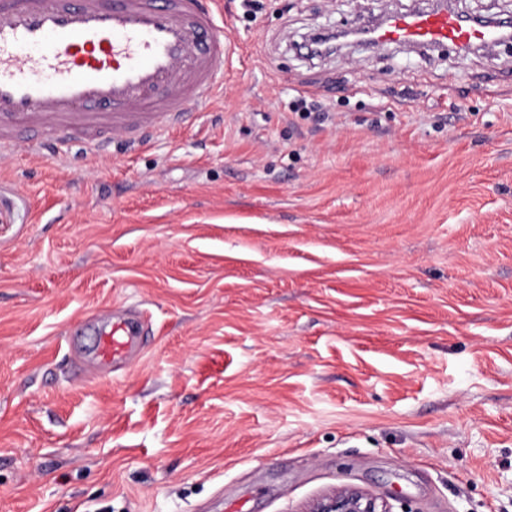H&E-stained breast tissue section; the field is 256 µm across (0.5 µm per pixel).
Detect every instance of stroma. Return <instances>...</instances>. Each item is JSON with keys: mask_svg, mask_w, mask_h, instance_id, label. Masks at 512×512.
<instances>
[{"mask_svg": "<svg viewBox=\"0 0 512 512\" xmlns=\"http://www.w3.org/2000/svg\"><path fill=\"white\" fill-rule=\"evenodd\" d=\"M425 5L222 0L182 130L0 155V512H512V47L293 48ZM143 325L135 315H117L109 328L102 333L95 350L98 365L123 364L138 351V337ZM387 501L362 490L343 487L326 495L307 510L308 512H391Z\"/></svg>", "mask_w": 512, "mask_h": 512, "instance_id": "stroma-1", "label": "stroma"}]
</instances>
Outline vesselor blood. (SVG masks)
<instances>
[{"mask_svg":"<svg viewBox=\"0 0 512 512\" xmlns=\"http://www.w3.org/2000/svg\"><path fill=\"white\" fill-rule=\"evenodd\" d=\"M218 0H0V151L19 132L52 145L68 131L101 148L175 131L213 97L229 39ZM493 23L432 6L390 15L380 44L463 49L490 41ZM143 325L119 315L95 357L119 365L137 352Z\"/></svg>","mask_w":512,"mask_h":512,"instance_id":"obj_1","label":"vessel or blood"}]
</instances>
